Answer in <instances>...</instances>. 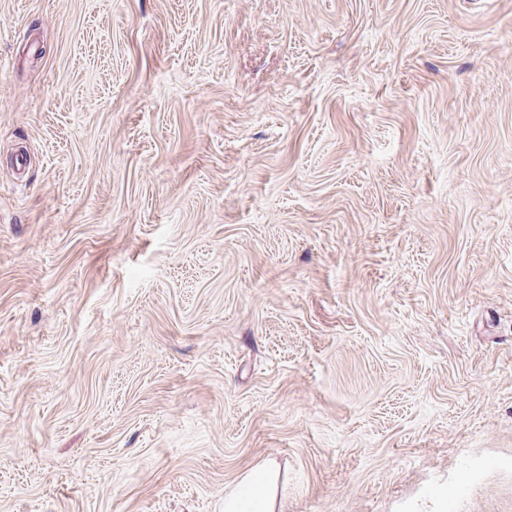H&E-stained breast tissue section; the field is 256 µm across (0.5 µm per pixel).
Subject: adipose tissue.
Returning a JSON list of instances; mask_svg holds the SVG:
<instances>
[{
	"instance_id": "adipose-tissue-1",
	"label": "adipose tissue",
	"mask_w": 512,
	"mask_h": 512,
	"mask_svg": "<svg viewBox=\"0 0 512 512\" xmlns=\"http://www.w3.org/2000/svg\"><path fill=\"white\" fill-rule=\"evenodd\" d=\"M279 465L268 460L241 474L224 496V512H273Z\"/></svg>"
}]
</instances>
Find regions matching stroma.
<instances>
[{
	"mask_svg": "<svg viewBox=\"0 0 512 512\" xmlns=\"http://www.w3.org/2000/svg\"><path fill=\"white\" fill-rule=\"evenodd\" d=\"M512 512V0H0V512ZM278 481L273 459L244 472L224 495V512H273Z\"/></svg>",
	"mask_w": 512,
	"mask_h": 512,
	"instance_id": "stroma-1",
	"label": "stroma"
}]
</instances>
